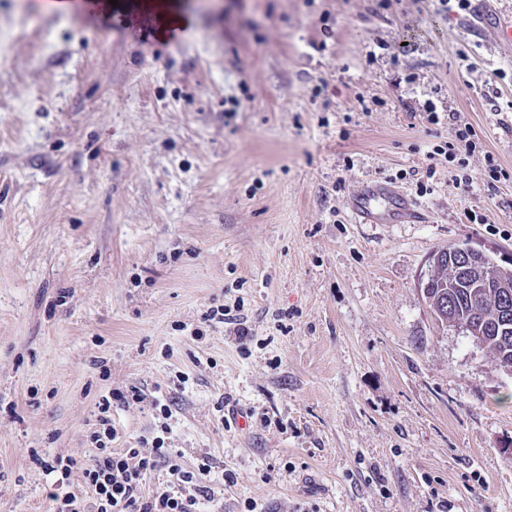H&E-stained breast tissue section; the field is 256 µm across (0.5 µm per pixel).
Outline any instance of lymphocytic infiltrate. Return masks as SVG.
<instances>
[{"label": "lymphocytic infiltrate", "mask_w": 512, "mask_h": 512, "mask_svg": "<svg viewBox=\"0 0 512 512\" xmlns=\"http://www.w3.org/2000/svg\"><path fill=\"white\" fill-rule=\"evenodd\" d=\"M434 153L447 155L449 162L465 165L469 157L482 151V141L469 123H453L447 140L434 143ZM127 404L149 403L163 417H170L168 404L160 398L147 396L141 389L132 387L122 391H108L98 403L97 430L90 435L94 453L89 461L77 463L61 456L43 461L48 473L56 474L48 498L52 512H200L210 489L205 481L213 464L209 456L198 458L193 468L177 463L174 455L165 448L163 441L153 440L151 448H125L113 450L112 444L118 430L112 423L113 402ZM166 464L170 478L152 495H145L144 484L159 464ZM80 468L89 499L77 498L65 492L73 468Z\"/></svg>", "instance_id": "lymphocytic-infiltrate-1"}]
</instances>
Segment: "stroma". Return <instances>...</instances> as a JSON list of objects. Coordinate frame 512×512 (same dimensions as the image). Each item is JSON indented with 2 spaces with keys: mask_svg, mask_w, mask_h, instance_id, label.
Instances as JSON below:
<instances>
[{
  "mask_svg": "<svg viewBox=\"0 0 512 512\" xmlns=\"http://www.w3.org/2000/svg\"><path fill=\"white\" fill-rule=\"evenodd\" d=\"M464 16L0 0V512H49L40 459L90 458L101 395L131 386L172 416L113 404L115 449L211 454L205 512H512V376L419 287L448 244L512 254V184L462 191L482 154L425 148L434 107L512 169V43ZM382 179L427 223H353ZM220 306L246 348L189 335ZM218 318V322L225 323L228 325H234L233 332L235 339L238 341L240 346L243 348H246L245 345L247 344V340H250L251 334L249 332V329L245 325V321L241 320V317L237 316H231L230 310L224 312V307L217 308L216 310H211L209 314L205 315L203 318V322L207 327L210 326V324H207L208 322H211L214 319Z\"/></svg>",
  "mask_w": 512,
  "mask_h": 512,
  "instance_id": "1",
  "label": "stroma"
}]
</instances>
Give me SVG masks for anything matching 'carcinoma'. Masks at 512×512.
Segmentation results:
<instances>
[{"mask_svg":"<svg viewBox=\"0 0 512 512\" xmlns=\"http://www.w3.org/2000/svg\"><path fill=\"white\" fill-rule=\"evenodd\" d=\"M455 261L456 251L441 253L431 287L424 293L431 311L448 306L473 343L493 353L502 369H512V319L505 327L492 320L496 301L504 290L512 292V263L490 265L483 277H463L452 269Z\"/></svg>","mask_w":512,"mask_h":512,"instance_id":"carcinoma-1","label":"carcinoma"}]
</instances>
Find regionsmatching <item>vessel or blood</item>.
<instances>
[{
    "instance_id": "1",
    "label": "vessel or blood",
    "mask_w": 512,
    "mask_h": 512,
    "mask_svg": "<svg viewBox=\"0 0 512 512\" xmlns=\"http://www.w3.org/2000/svg\"><path fill=\"white\" fill-rule=\"evenodd\" d=\"M464 25L471 34L489 43L512 41V13L493 11L488 0H470ZM348 208L359 224H421L425 214L407 194L386 180L364 185L353 194Z\"/></svg>"
}]
</instances>
